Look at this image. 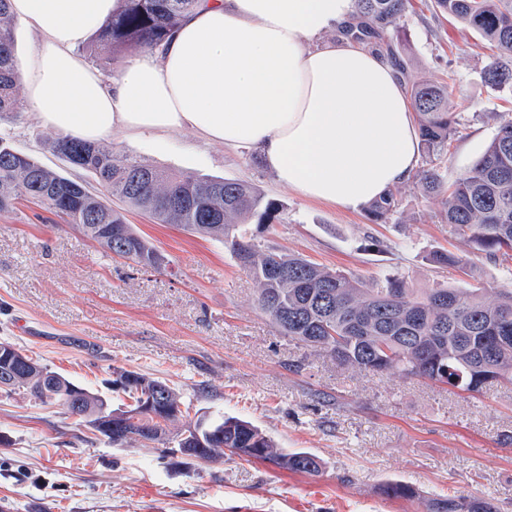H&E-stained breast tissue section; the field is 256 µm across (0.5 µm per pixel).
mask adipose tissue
Returning <instances> with one entry per match:
<instances>
[{
	"label": "adipose tissue",
	"mask_w": 512,
	"mask_h": 512,
	"mask_svg": "<svg viewBox=\"0 0 512 512\" xmlns=\"http://www.w3.org/2000/svg\"><path fill=\"white\" fill-rule=\"evenodd\" d=\"M41 41L18 65L48 127L97 141L194 130L257 155L305 199L358 210L407 181L421 144L388 59L344 34L355 0H201L170 42L105 81L77 49L120 0H9Z\"/></svg>",
	"instance_id": "obj_1"
}]
</instances>
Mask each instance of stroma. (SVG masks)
Returning a JSON list of instances; mask_svg holds the SVG:
<instances>
[{
    "mask_svg": "<svg viewBox=\"0 0 512 512\" xmlns=\"http://www.w3.org/2000/svg\"><path fill=\"white\" fill-rule=\"evenodd\" d=\"M406 82L449 83L462 128L439 174L452 183L512 118V94L481 79L491 55L480 36L431 0H410L394 34ZM58 130L37 113L0 122V136L63 176L98 185L53 153ZM116 153L162 170L243 180L279 206L269 223L249 218L248 239L352 274L372 285L404 277L415 290L512 289V260L473 252L446 224L439 199L398 187L388 222L367 210L311 202L276 183L255 154L196 132L118 133ZM128 224L166 256L161 270L113 256L44 209L0 212V342H10L91 393L108 409L125 396L123 368L165 380L190 419L236 416L277 447L322 459L319 475L224 455L212 462L166 444L122 448L60 408L0 391V503L8 512H425L431 497L495 498L512 512V385L479 393L396 373L360 374L296 348L256 307V284L222 243L130 210ZM382 250H369L370 241ZM438 251L470 256L467 269L434 263ZM389 481L414 500L389 499Z\"/></svg>",
    "mask_w": 512,
    "mask_h": 512,
    "instance_id": "obj_1",
    "label": "stroma"
}]
</instances>
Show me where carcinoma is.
Masks as SVG:
<instances>
[{"instance_id":"1","label":"carcinoma","mask_w":512,"mask_h":512,"mask_svg":"<svg viewBox=\"0 0 512 512\" xmlns=\"http://www.w3.org/2000/svg\"><path fill=\"white\" fill-rule=\"evenodd\" d=\"M198 0H122L86 45L102 69L110 70L122 56L161 47L197 5ZM435 9L477 32L496 49L482 79L497 91H512V0H433ZM408 10V0H357V20L345 27L351 40L386 54L404 74L406 61L393 46V31ZM15 19L0 0V121L22 110L14 43ZM418 114L422 160L415 189L422 197H439L451 228L468 238L474 249L490 256L512 257V120L503 123L479 161L451 185L438 167L447 155L448 140L459 133L452 91L442 84L407 86ZM50 149L96 177L98 191L44 167L14 150L0 137V211L20 200L33 203L63 219L112 254L141 266L159 268L165 256L127 224L108 198L154 216L161 224L224 244L238 265L256 283L257 308L281 335L299 347L329 357L337 365L360 373L396 372L478 393L490 381L512 385V290L489 298L476 290L436 287L415 292L400 277L365 287L341 270L320 267L296 254H284L238 232V222L250 215L274 217L278 206L249 183L201 179L159 170L133 157L119 155L103 142L73 136L47 140ZM397 195L389 191L368 207L375 222L384 223L396 211ZM30 377L26 386L10 387L42 404L62 407L91 425L101 418L100 396L72 389L73 383L15 353ZM132 403L112 411L107 441L114 446L141 441L176 443L188 457L210 461L224 451L269 461L296 473L316 475L321 460L308 452H285L247 421L225 417L214 424L171 426L189 416L166 383L138 372L116 369ZM388 499H414L417 490L402 482H387ZM428 512H500L485 497L434 498Z\"/></svg>"}]
</instances>
